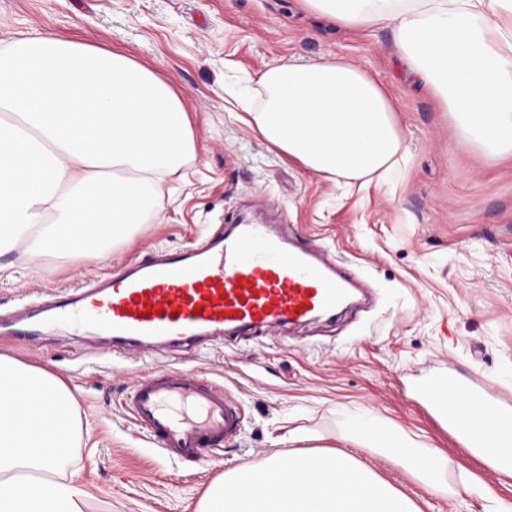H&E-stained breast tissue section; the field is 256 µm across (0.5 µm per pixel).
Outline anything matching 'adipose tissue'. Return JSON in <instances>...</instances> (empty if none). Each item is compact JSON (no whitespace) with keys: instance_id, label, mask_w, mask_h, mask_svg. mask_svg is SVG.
<instances>
[{"instance_id":"obj_1","label":"adipose tissue","mask_w":512,"mask_h":512,"mask_svg":"<svg viewBox=\"0 0 512 512\" xmlns=\"http://www.w3.org/2000/svg\"><path fill=\"white\" fill-rule=\"evenodd\" d=\"M350 29L388 25L402 65L448 112L456 130L497 162L512 163V0H302ZM250 127L319 179L388 180L403 157L397 108L369 72L341 58L275 64L259 77ZM195 152L181 95L131 55L32 32L0 50V255L16 246L77 253L80 228L132 234ZM0 512H84L87 491L62 465L81 429L73 394L47 369L0 355ZM63 421L48 425L42 401ZM471 426L467 450L512 488V412L474 407L449 389ZM347 441L447 495L446 458L407 433L361 415ZM199 512H418L404 494L342 452L271 454L206 492Z\"/></svg>"}]
</instances>
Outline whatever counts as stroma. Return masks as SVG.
<instances>
[{
	"instance_id": "1",
	"label": "stroma",
	"mask_w": 512,
	"mask_h": 512,
	"mask_svg": "<svg viewBox=\"0 0 512 512\" xmlns=\"http://www.w3.org/2000/svg\"><path fill=\"white\" fill-rule=\"evenodd\" d=\"M40 31L128 53L181 91L196 153L157 213L105 260L14 249L0 256V318L129 260L181 248L210 225L242 217L311 240L369 284L368 301L336 319L261 330L250 341L215 338L181 350L130 349L87 330L45 326L0 334V354L43 367L70 387L90 435L69 469L85 512H197L223 473L259 467L301 430L309 451L352 454L411 498L420 512H483L456 496L467 474L499 489L414 390L441 373L512 409V165H491L407 74L393 30L354 33L299 0H0V49ZM341 57L376 75L400 112L408 163L390 183L349 189L325 182L258 136L234 107L274 63ZM173 366L222 385L240 432L198 462L166 459L122 407L144 371ZM371 412L448 458L451 495L428 492L391 457L345 443L352 418Z\"/></svg>"
}]
</instances>
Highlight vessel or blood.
<instances>
[{
    "label": "vessel or blood",
    "instance_id": "vessel-or-blood-1",
    "mask_svg": "<svg viewBox=\"0 0 512 512\" xmlns=\"http://www.w3.org/2000/svg\"><path fill=\"white\" fill-rule=\"evenodd\" d=\"M357 284L353 271L306 241L290 239L270 224L238 219L197 246L157 252L74 293L60 290L45 311L48 323L78 331L95 327L117 339L180 345L221 335L238 341L265 328L335 316ZM415 388L442 418L457 421L443 374ZM124 407L175 462L200 459L241 425L222 386L181 368L141 375Z\"/></svg>",
    "mask_w": 512,
    "mask_h": 512
}]
</instances>
